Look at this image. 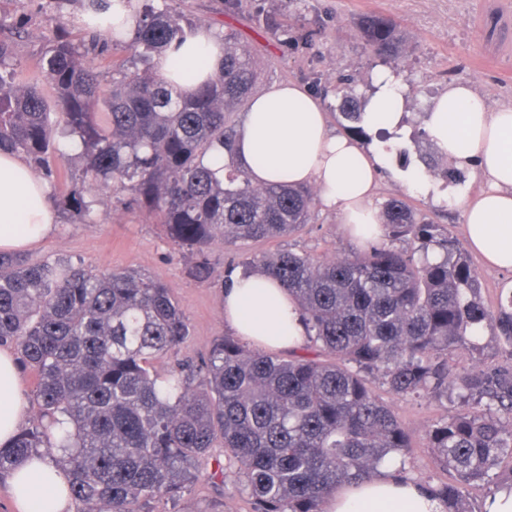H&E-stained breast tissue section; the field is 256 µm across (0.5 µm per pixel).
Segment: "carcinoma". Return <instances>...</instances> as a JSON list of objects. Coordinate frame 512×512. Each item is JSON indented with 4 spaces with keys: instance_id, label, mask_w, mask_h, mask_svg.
Returning a JSON list of instances; mask_svg holds the SVG:
<instances>
[{
    "instance_id": "cac0c4a2",
    "label": "carcinoma",
    "mask_w": 512,
    "mask_h": 512,
    "mask_svg": "<svg viewBox=\"0 0 512 512\" xmlns=\"http://www.w3.org/2000/svg\"><path fill=\"white\" fill-rule=\"evenodd\" d=\"M136 23L131 40L112 27L128 58L109 87L86 61L99 51L95 35L80 47L56 22L26 82L0 40V150L29 160L74 224L95 222L92 191L128 194L126 207L147 209L192 250L190 274L205 281L209 244L288 236L311 221L319 201L308 185L259 186L231 163H204L232 149V112L255 83L250 57L224 40L222 68L185 94L164 81L155 57L169 53L193 80L177 52L195 25L154 0H141ZM358 30L370 54L386 61L400 53L389 20L365 15ZM364 104L346 94L338 110L358 123ZM69 142L80 146L81 162V182L71 185ZM380 227L416 249L372 245L329 260L283 249L243 263L288 290L315 355L251 350L226 335L203 362L182 360L164 374L154 361L189 335L170 289L134 270L94 273L0 254V346L36 375L38 406L31 426L0 449V480L40 452L71 475L77 512H149L152 501L175 499L198 481L196 462L220 440L254 512H323L338 488L377 476L386 463L390 476L406 478L409 434L370 387L376 375L398 397L457 400L454 413L425 430L437 466L457 476L423 484L446 512H469L472 484L512 490V364L485 371L448 363L450 351H481L487 329L512 350V289L486 306L460 242L402 199L386 201Z\"/></svg>"
}]
</instances>
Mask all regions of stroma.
<instances>
[{
    "instance_id": "35a3bbf8",
    "label": "stroma",
    "mask_w": 512,
    "mask_h": 512,
    "mask_svg": "<svg viewBox=\"0 0 512 512\" xmlns=\"http://www.w3.org/2000/svg\"><path fill=\"white\" fill-rule=\"evenodd\" d=\"M181 21H198L229 36L232 43L255 59V92L273 84L293 81L329 90L325 102L336 131L346 122L337 105L345 93L369 95L377 74L398 77L407 89L406 123L412 136L402 145H389L390 162L380 171L374 201L395 197L416 211L446 225L450 236L464 239L462 211L457 204L434 206L413 192L403 170L420 161L429 144L422 132L432 98L455 82L470 83L491 107L512 103V0H246L232 11L225 0H171ZM83 0H68L64 19L73 40L96 35L104 49L94 64L104 84H111L113 63L126 51L113 45L106 32H92L85 23ZM376 14L396 23L402 41L397 59L381 62L364 50L358 20ZM51 0H0V38L13 42V58L23 75H30L52 35ZM272 21L269 29L255 25L256 17ZM98 221L73 224L58 217L55 232L28 248L34 259H63L94 271L134 269L171 289L189 326L190 334L176 356L158 359L155 367L166 371L174 358L201 361L210 343L227 335L221 294L224 277L243 260L290 249L324 259L356 251L334 213L316 208L309 224L297 232L257 243L208 248L213 266L209 280L189 276L188 251L178 249L154 216L125 208L111 192L97 195ZM373 387L385 396L411 437L406 455L409 477L418 481L445 479L424 438L426 427L453 413L455 400L398 398L381 382ZM202 476L177 502L152 503V512H252V502L242 491L238 469L215 445L202 460Z\"/></svg>"
}]
</instances>
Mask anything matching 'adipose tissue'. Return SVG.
<instances>
[{
	"label": "adipose tissue",
	"instance_id": "ef3b65f1",
	"mask_svg": "<svg viewBox=\"0 0 512 512\" xmlns=\"http://www.w3.org/2000/svg\"><path fill=\"white\" fill-rule=\"evenodd\" d=\"M198 80L224 63L221 32L199 27L178 50ZM406 89L393 75L380 76L364 109L365 129L404 135ZM430 140L462 167L472 168L483 189L459 198L470 249L488 267L512 270V106L490 108L470 84L450 85L431 103ZM254 184L313 185L323 208L334 211L359 243L380 235L374 204L380 160L359 139L332 130L324 102L304 87L277 83L253 97L231 156ZM50 186L20 156L0 152V251L24 250L54 230ZM224 321L244 341L272 349H302L306 328L287 291L263 274L234 275L223 292ZM14 354L0 349V447L9 446L26 408ZM16 512H74L70 477L35 457L10 478ZM326 512H443L442 503L413 480L377 476L330 496Z\"/></svg>",
	"mask_w": 512,
	"mask_h": 512
}]
</instances>
